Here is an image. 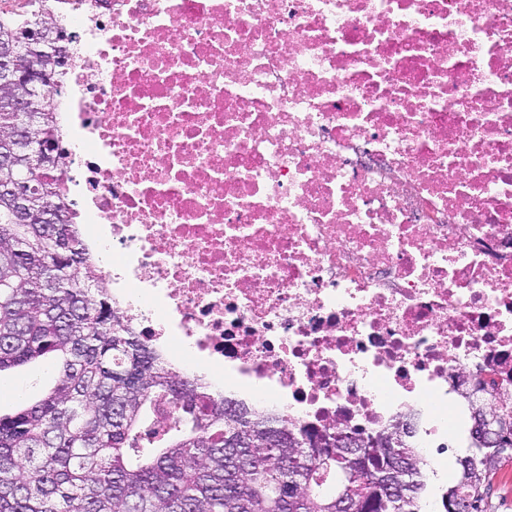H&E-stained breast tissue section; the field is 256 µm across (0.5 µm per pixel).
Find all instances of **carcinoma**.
<instances>
[{"label": "carcinoma", "mask_w": 512, "mask_h": 512, "mask_svg": "<svg viewBox=\"0 0 512 512\" xmlns=\"http://www.w3.org/2000/svg\"><path fill=\"white\" fill-rule=\"evenodd\" d=\"M46 0H26L19 11H0V46L28 28L59 34ZM36 65L63 83L66 65L32 61L23 47L9 67ZM17 85H0V190L22 174L35 191L25 216L0 196V372L44 357L61 361L58 383L37 403L0 415V512H336V475L345 449L335 429L297 433L288 420L247 408V420L163 364L160 354L112 309L98 285L95 260L84 247L60 174L64 132L59 112L44 97L26 106L29 156L3 155L25 113ZM49 209L56 222L46 224ZM166 412L173 424L157 429ZM499 444L479 443L476 425L469 453L458 459L454 485L442 497L487 512L496 479L512 460V419L497 417ZM308 437L305 449L288 436ZM413 435L389 447L361 450L354 493L364 512H421L425 458ZM330 464L318 469L317 458ZM301 469L297 484L292 473Z\"/></svg>", "instance_id": "carcinoma-1"}]
</instances>
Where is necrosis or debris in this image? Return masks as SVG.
<instances>
[{
	"label": "necrosis or debris",
	"mask_w": 512,
	"mask_h": 512,
	"mask_svg": "<svg viewBox=\"0 0 512 512\" xmlns=\"http://www.w3.org/2000/svg\"><path fill=\"white\" fill-rule=\"evenodd\" d=\"M112 307L216 398L416 446L512 414V0H50Z\"/></svg>",
	"instance_id": "necrosis-or-debris-1"
}]
</instances>
